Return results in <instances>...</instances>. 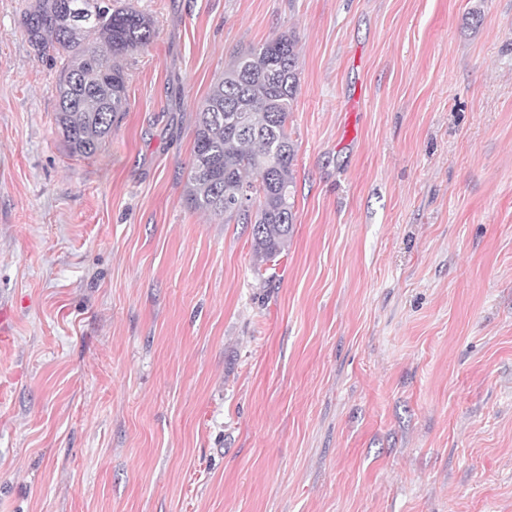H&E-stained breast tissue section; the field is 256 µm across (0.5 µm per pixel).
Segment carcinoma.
Instances as JSON below:
<instances>
[{"instance_id": "cac0c4a2", "label": "carcinoma", "mask_w": 512, "mask_h": 512, "mask_svg": "<svg viewBox=\"0 0 512 512\" xmlns=\"http://www.w3.org/2000/svg\"><path fill=\"white\" fill-rule=\"evenodd\" d=\"M22 25L36 52L64 61L55 123L69 151L94 155L127 106L122 61L147 47L154 21L120 0H36ZM297 37L281 34L237 55L196 104L186 201L252 225V249L273 262L292 233L296 146L288 116L301 89Z\"/></svg>"}]
</instances>
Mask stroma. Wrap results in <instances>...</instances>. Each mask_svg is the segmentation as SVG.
Listing matches in <instances>:
<instances>
[{
	"label": "stroma",
	"instance_id": "1",
	"mask_svg": "<svg viewBox=\"0 0 512 512\" xmlns=\"http://www.w3.org/2000/svg\"><path fill=\"white\" fill-rule=\"evenodd\" d=\"M0 0V512H512V0H130L88 158ZM298 39L293 233L192 209L195 107Z\"/></svg>",
	"mask_w": 512,
	"mask_h": 512
}]
</instances>
